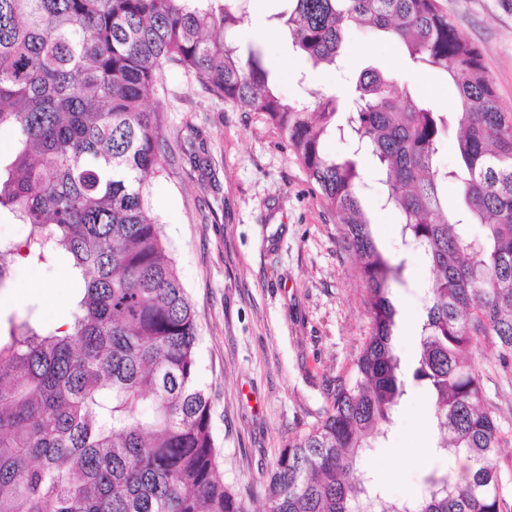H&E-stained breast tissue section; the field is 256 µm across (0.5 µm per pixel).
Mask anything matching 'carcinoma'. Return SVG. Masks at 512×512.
Returning <instances> with one entry per match:
<instances>
[{
  "mask_svg": "<svg viewBox=\"0 0 512 512\" xmlns=\"http://www.w3.org/2000/svg\"><path fill=\"white\" fill-rule=\"evenodd\" d=\"M213 2L0 0V129L14 133L0 155V212L29 227L22 241H0V288L15 263L50 269L62 254L80 282L66 329L32 305L8 319L0 512H247L218 471L194 309L161 226L147 216L144 177L163 170L167 148L146 104L166 64L284 132L346 224L368 287L372 331L322 420L277 455L267 512H502L499 429L469 355L482 335L512 361V113L500 108L480 50L459 36L441 0H291L276 19L313 64L336 63L346 30L365 25L457 89V110L434 112L408 84L368 69L334 124L339 97L282 98L261 50L243 57L234 45L243 15ZM452 124L457 160L441 170L434 164ZM331 132L375 160L381 207L399 214L402 240L434 274L409 384L432 398L435 448L448 469L397 503L351 475L386 438L409 385L390 297L404 262L377 247L357 163L324 149ZM450 182L462 203L453 213L442 205ZM472 224L481 236L467 233Z\"/></svg>",
  "mask_w": 512,
  "mask_h": 512,
  "instance_id": "cac0c4a2",
  "label": "carcinoma"
}]
</instances>
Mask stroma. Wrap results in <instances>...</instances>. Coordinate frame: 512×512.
Segmentation results:
<instances>
[{"instance_id": "stroma-1", "label": "stroma", "mask_w": 512, "mask_h": 512, "mask_svg": "<svg viewBox=\"0 0 512 512\" xmlns=\"http://www.w3.org/2000/svg\"><path fill=\"white\" fill-rule=\"evenodd\" d=\"M461 35L481 50L502 110L512 112V0H442ZM287 0H249L236 28L239 49L260 47L280 77L279 93L346 88L365 66L407 79L436 111H455L451 82L411 67L394 41L353 26L345 34L341 68L312 67L273 26ZM149 107L158 111L168 145L163 172L148 179V215L163 228L179 278L195 309L198 376L212 396L211 425L224 483L249 512H265L268 473L282 448L320 421L338 380L349 374L372 329L368 291L342 224L310 183L286 138L262 114L216 96L194 74L165 66ZM362 205L379 249L405 263L394 285L397 354L411 362L419 346L422 288L433 275L424 257L403 245L399 217L377 203L383 192L374 160L358 155ZM76 293L70 261L53 272L17 264L0 289V318L28 304L51 324L69 318ZM472 359L484 396L495 410L503 476V512H512V368L483 337ZM430 399L408 388L389 438L364 458L363 470L382 495H414L434 468L436 429ZM428 449L418 458L419 449Z\"/></svg>"}]
</instances>
